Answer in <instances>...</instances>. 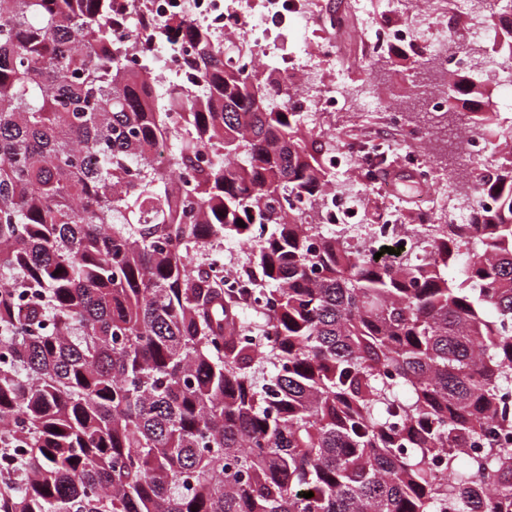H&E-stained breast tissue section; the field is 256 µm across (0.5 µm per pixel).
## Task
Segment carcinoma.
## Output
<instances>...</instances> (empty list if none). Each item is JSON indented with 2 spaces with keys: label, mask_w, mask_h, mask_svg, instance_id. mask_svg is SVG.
<instances>
[{
  "label": "carcinoma",
  "mask_w": 512,
  "mask_h": 512,
  "mask_svg": "<svg viewBox=\"0 0 512 512\" xmlns=\"http://www.w3.org/2000/svg\"><path fill=\"white\" fill-rule=\"evenodd\" d=\"M478 17L512 60V0ZM112 0H0V512H512V127L493 87L412 51L372 91L495 168L374 259L327 211L329 145L243 46L182 34L186 84L132 64ZM444 92L448 109L424 108ZM243 223H237V220ZM248 246L237 287L200 260ZM448 471L438 481L433 464ZM312 492L313 497L303 494Z\"/></svg>",
  "instance_id": "carcinoma-1"
}]
</instances>
